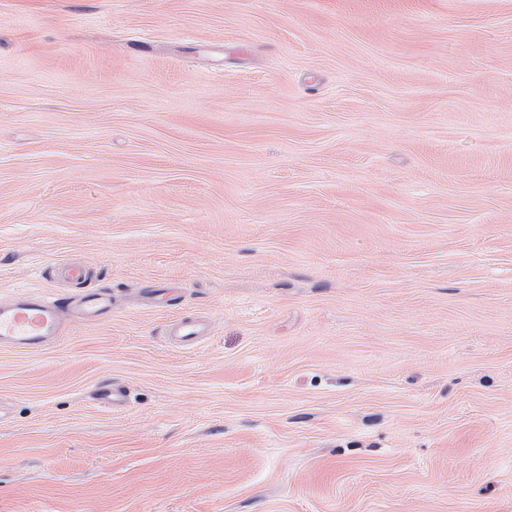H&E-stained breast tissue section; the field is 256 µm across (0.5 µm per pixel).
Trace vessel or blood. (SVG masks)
<instances>
[{
  "instance_id": "obj_1",
  "label": "vessel or blood",
  "mask_w": 512,
  "mask_h": 512,
  "mask_svg": "<svg viewBox=\"0 0 512 512\" xmlns=\"http://www.w3.org/2000/svg\"><path fill=\"white\" fill-rule=\"evenodd\" d=\"M61 278L80 284L82 291L73 305L36 293H23L11 303L0 305V348L38 351L57 342L65 333L67 316L88 321L111 317L109 297L100 289L86 286L87 273L78 265L58 269ZM210 333L207 320L179 318L168 328L169 336L186 346L200 342Z\"/></svg>"
}]
</instances>
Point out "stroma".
<instances>
[{
  "label": "stroma",
  "instance_id": "obj_1",
  "mask_svg": "<svg viewBox=\"0 0 512 512\" xmlns=\"http://www.w3.org/2000/svg\"><path fill=\"white\" fill-rule=\"evenodd\" d=\"M59 263L0 512H512V0H0V301ZM168 334L180 344L193 346L210 334V324L204 319L182 317L171 322Z\"/></svg>",
  "mask_w": 512,
  "mask_h": 512
}]
</instances>
